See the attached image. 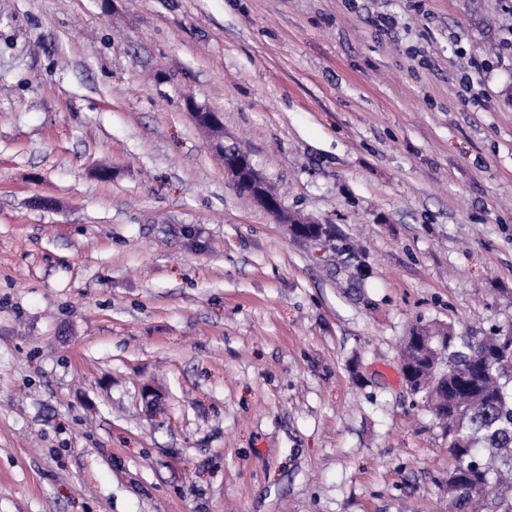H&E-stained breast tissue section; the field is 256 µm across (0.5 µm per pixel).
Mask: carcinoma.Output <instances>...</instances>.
<instances>
[{
  "label": "carcinoma",
  "instance_id": "cac0c4a2",
  "mask_svg": "<svg viewBox=\"0 0 512 512\" xmlns=\"http://www.w3.org/2000/svg\"><path fill=\"white\" fill-rule=\"evenodd\" d=\"M498 333L476 336L448 328V344L416 326L402 352L412 369L407 388L419 395L446 427L452 466L445 481L448 508L486 509L496 483L512 490V372L496 364Z\"/></svg>",
  "mask_w": 512,
  "mask_h": 512
}]
</instances>
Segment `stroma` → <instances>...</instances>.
<instances>
[{
  "mask_svg": "<svg viewBox=\"0 0 512 512\" xmlns=\"http://www.w3.org/2000/svg\"><path fill=\"white\" fill-rule=\"evenodd\" d=\"M511 34L512 0H0V512H440L400 343L512 329ZM211 147L217 154L222 157L224 161V172L236 189H248L249 196L259 207L274 217L278 223L287 224L288 230L292 237L312 243L311 240L303 237V232L298 229L297 226H294L292 229H290V225L306 224L310 230L314 231L316 229H320V226L318 225L319 223L313 219H310V221L302 220L300 222L297 221L291 223L288 221V218H284V209L282 205L280 203H276L262 192L255 189L261 177L253 167L249 154L235 142L226 143L224 140L223 129L219 138H216L212 141Z\"/></svg>",
  "mask_w": 512,
  "mask_h": 512,
  "instance_id": "1",
  "label": "stroma"
}]
</instances>
